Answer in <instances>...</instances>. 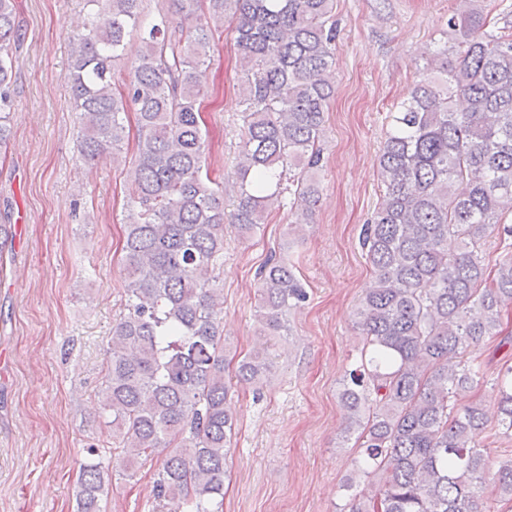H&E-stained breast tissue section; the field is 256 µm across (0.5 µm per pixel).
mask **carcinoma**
<instances>
[{
    "mask_svg": "<svg viewBox=\"0 0 512 512\" xmlns=\"http://www.w3.org/2000/svg\"><path fill=\"white\" fill-rule=\"evenodd\" d=\"M97 14L74 30L67 74L79 114L76 149L89 163L117 151L136 116L135 152L122 245L127 313L112 326L102 410L126 469L164 455L153 512H224L234 412L224 380V224L248 237L295 193L314 206L325 112L333 93L335 0H173L143 18L142 0H88ZM235 18L243 71V132L235 156L239 194L206 165L199 100L210 42ZM451 47L438 49L410 98L390 113L379 156L384 186L362 245L376 283L356 310L367 361L340 397L346 431L359 432L353 471L371 491L348 512H482L512 502V457L475 441L484 407L457 400L485 377L473 355L501 335L512 313V251L490 269L481 243L512 239V28L487 14L448 15ZM137 32L141 53L121 76L114 66ZM14 0H0V148L10 135ZM257 333L283 336L288 313L307 298L293 266L268 259L258 273ZM274 366L270 349L237 363L243 385ZM495 426L512 435V365L495 378ZM77 512H100L102 452L89 448Z\"/></svg>",
    "mask_w": 512,
    "mask_h": 512,
    "instance_id": "cac0c4a2",
    "label": "carcinoma"
}]
</instances>
